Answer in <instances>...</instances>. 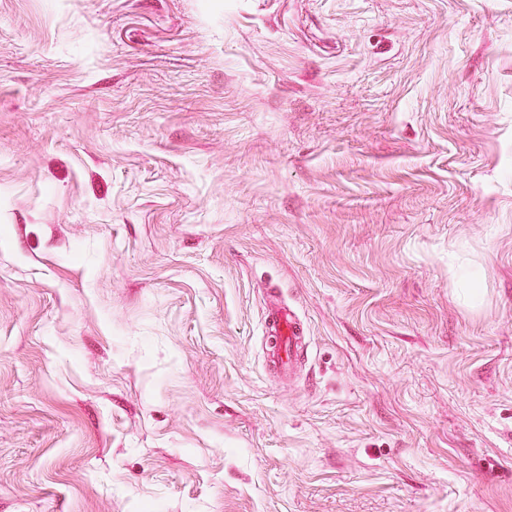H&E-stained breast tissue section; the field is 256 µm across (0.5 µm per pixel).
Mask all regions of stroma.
Listing matches in <instances>:
<instances>
[{"label": "stroma", "mask_w": 512, "mask_h": 512, "mask_svg": "<svg viewBox=\"0 0 512 512\" xmlns=\"http://www.w3.org/2000/svg\"><path fill=\"white\" fill-rule=\"evenodd\" d=\"M0 512H512V0H0ZM303 329L296 316L285 307L272 304L265 319V341L279 366L290 369L304 343Z\"/></svg>", "instance_id": "1"}]
</instances>
